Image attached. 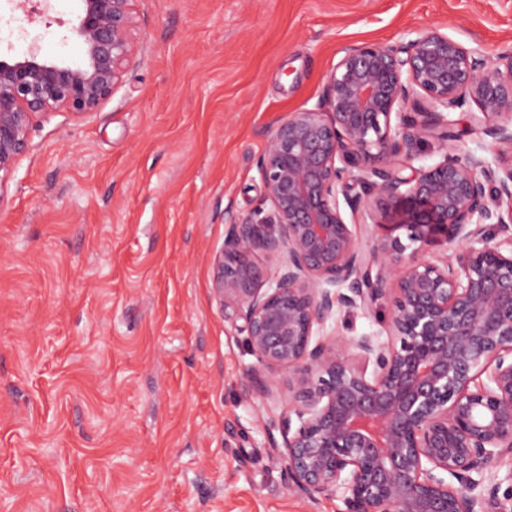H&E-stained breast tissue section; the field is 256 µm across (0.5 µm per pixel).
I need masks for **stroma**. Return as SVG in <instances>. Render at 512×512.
I'll return each instance as SVG.
<instances>
[{
  "label": "stroma",
  "instance_id": "stroma-1",
  "mask_svg": "<svg viewBox=\"0 0 512 512\" xmlns=\"http://www.w3.org/2000/svg\"><path fill=\"white\" fill-rule=\"evenodd\" d=\"M0 0V58L84 57L83 0ZM145 50L84 120L40 118L0 200V512H345L307 504L278 453L284 374L255 366L212 293L229 215L266 189L257 163L314 107L348 43L430 27L512 48V0H139ZM461 155L494 158L456 111ZM390 302L326 331L383 333Z\"/></svg>",
  "mask_w": 512,
  "mask_h": 512
}]
</instances>
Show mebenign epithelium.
Wrapping results in <instances>:
<instances>
[{
	"label": "benign epithelium",
	"mask_w": 512,
	"mask_h": 512,
	"mask_svg": "<svg viewBox=\"0 0 512 512\" xmlns=\"http://www.w3.org/2000/svg\"><path fill=\"white\" fill-rule=\"evenodd\" d=\"M83 2L81 63L0 59V195L34 122L90 116L143 52L137 0ZM341 53L316 106L272 133L257 164L265 198L230 217L213 293L256 358L248 389L266 391L263 371L288 375L298 426L280 454L301 498L494 512L512 500L491 479L512 458V50L429 28ZM473 105L500 146L491 161L448 144L450 115ZM430 139L439 160L411 166ZM362 210L373 223L347 222ZM257 253L277 263L267 284ZM386 296V338L320 337L339 308Z\"/></svg>",
	"instance_id": "obj_1"
}]
</instances>
